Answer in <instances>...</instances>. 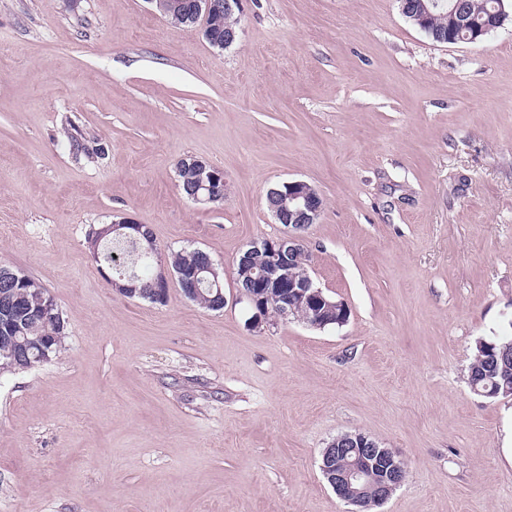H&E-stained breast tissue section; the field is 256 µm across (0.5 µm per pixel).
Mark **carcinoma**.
<instances>
[{
	"mask_svg": "<svg viewBox=\"0 0 512 512\" xmlns=\"http://www.w3.org/2000/svg\"><path fill=\"white\" fill-rule=\"evenodd\" d=\"M439 7L431 8L432 22L441 33L448 31V5L455 0H436ZM499 0H466L465 6L469 16L478 21H484L494 10ZM67 138L75 155L87 158L99 156L98 148L89 144V140L75 125H70ZM178 188L185 196L190 190L199 185L200 172L195 168L177 166ZM100 262L112 269L116 281L127 284L133 280L149 293L156 273H148L144 266L150 255L141 245L132 240L104 239L99 248ZM205 252L196 248L183 250L172 255L170 267L172 270H189L198 268L204 263ZM25 280L21 288L0 277V300L11 298L10 306L0 307V359L9 354L27 353L26 360L16 370L24 372L44 363L40 349L44 343H51L49 356L60 352L66 337L67 323L53 321L41 322L32 318L38 310L44 297L49 291L43 288L35 279L16 271ZM215 279H221L220 272L202 274V280L197 282V289L192 301L210 311H220L221 299L217 296L218 288L212 284ZM512 342V336H501L496 339L481 340L475 346L474 358L469 365L468 383L471 389L487 398L512 397V358L502 350V344Z\"/></svg>",
	"mask_w": 512,
	"mask_h": 512,
	"instance_id": "cac0c4a2",
	"label": "carcinoma"
}]
</instances>
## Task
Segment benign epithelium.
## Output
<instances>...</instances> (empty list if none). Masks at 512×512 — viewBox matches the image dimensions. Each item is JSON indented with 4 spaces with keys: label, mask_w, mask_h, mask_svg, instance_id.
Segmentation results:
<instances>
[{
    "label": "benign epithelium",
    "mask_w": 512,
    "mask_h": 512,
    "mask_svg": "<svg viewBox=\"0 0 512 512\" xmlns=\"http://www.w3.org/2000/svg\"><path fill=\"white\" fill-rule=\"evenodd\" d=\"M192 11H187L180 0H147L155 11L169 18L179 16L187 23H197L204 19L203 34H208L211 23L217 18H226L241 12L242 0H224L219 5L216 0H192ZM403 16L426 35H433L432 12L426 3L417 10L409 8L407 0H399ZM509 14L503 5H498L489 18L472 24L466 20L462 5L456 3L448 10V29L457 32L468 29L460 38H439L437 42L454 44L458 41L476 42L502 27ZM268 210L277 223L286 231L279 237L254 241L240 254L239 269L243 273L253 271V261L261 257L266 262V273L249 283L235 278L240 294L257 307L251 323L258 327L271 319L286 318L293 314L295 301L306 302L308 312L302 322L322 329L328 324H344L349 316L348 307L340 300L331 302L322 288L318 287L310 274L298 275L293 272L299 256L307 255L304 232L319 219L324 202L311 185L296 180L286 182L280 188H272L267 194ZM142 225L130 218H122L111 223L109 231L119 236L134 239L140 234ZM333 457L320 464L324 477L339 497L344 491L352 490L356 497L351 503H361L364 493L373 491L378 502L386 501L402 483L401 459L389 448L363 435L344 433L329 443ZM344 456L347 464L339 465L336 459Z\"/></svg>",
    "instance_id": "1"
}]
</instances>
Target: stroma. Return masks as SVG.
Here are the masks:
<instances>
[{
    "instance_id": "stroma-1",
    "label": "stroma",
    "mask_w": 512,
    "mask_h": 512,
    "mask_svg": "<svg viewBox=\"0 0 512 512\" xmlns=\"http://www.w3.org/2000/svg\"><path fill=\"white\" fill-rule=\"evenodd\" d=\"M242 8L220 50L147 0H0V265L67 322L51 362L0 373V512H352L319 469L346 432L406 465L372 512H512V397L468 384L512 333V18L445 44L398 0ZM188 156L223 202L180 192ZM292 180L324 200L309 273L344 325L255 327L239 298ZM116 216L161 259L208 252L223 310L114 290L87 237ZM69 126L70 129L67 128V138L76 156L83 155L90 159L101 156L98 152V144H96V142L87 140L79 127H76L71 121L69 122ZM89 142L94 143L95 146L89 145ZM183 159H181L178 163L177 170H178V188L181 191L183 195H185L187 198L189 196L190 200L207 205V204H213L221 200V198L216 197L214 194H211L210 192V185L207 186L206 184L200 182V172L196 169H204L208 165L209 171L207 172V180L211 181H221L224 182V172L216 168L207 162H203L200 159L192 158L191 165L195 166L196 168H186L182 167ZM199 185V188L196 189V191L191 192L190 190H193L195 187ZM200 187L206 188V193L202 194L199 192ZM190 194V195H189ZM221 202V201H220ZM219 203V202H218Z\"/></svg>"
}]
</instances>
